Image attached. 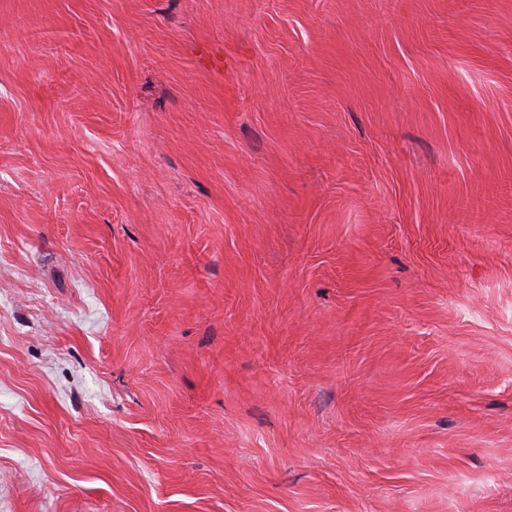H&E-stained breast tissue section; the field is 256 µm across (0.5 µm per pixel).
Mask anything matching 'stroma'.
Instances as JSON below:
<instances>
[{
  "label": "stroma",
  "mask_w": 512,
  "mask_h": 512,
  "mask_svg": "<svg viewBox=\"0 0 512 512\" xmlns=\"http://www.w3.org/2000/svg\"><path fill=\"white\" fill-rule=\"evenodd\" d=\"M0 512H512V0H0Z\"/></svg>",
  "instance_id": "obj_1"
}]
</instances>
